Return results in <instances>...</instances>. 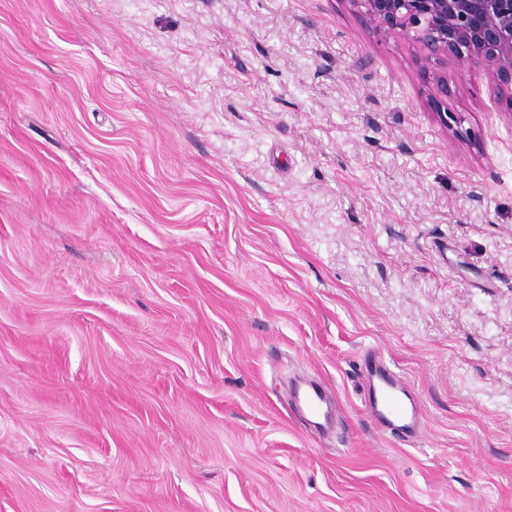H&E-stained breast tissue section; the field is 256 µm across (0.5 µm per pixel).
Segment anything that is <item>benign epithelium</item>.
<instances>
[{"mask_svg":"<svg viewBox=\"0 0 512 512\" xmlns=\"http://www.w3.org/2000/svg\"><path fill=\"white\" fill-rule=\"evenodd\" d=\"M365 7L375 29L414 42L424 61L452 56L483 68L512 88V0H351Z\"/></svg>","mask_w":512,"mask_h":512,"instance_id":"obj_1","label":"benign epithelium"}]
</instances>
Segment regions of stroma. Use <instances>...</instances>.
I'll use <instances>...</instances> for the list:
<instances>
[{"mask_svg":"<svg viewBox=\"0 0 512 512\" xmlns=\"http://www.w3.org/2000/svg\"><path fill=\"white\" fill-rule=\"evenodd\" d=\"M0 512H512V93L351 0H0ZM378 360L367 367L373 382L372 393L364 392V406L383 424L410 428L415 422L418 408L414 399L410 398L398 378L386 367L382 359L374 353ZM296 409L307 416L308 421L315 427H322L336 416L332 408L327 404L323 391L319 388L303 385L299 387L294 397Z\"/></svg>","mask_w":512,"mask_h":512,"instance_id":"1","label":"stroma"}]
</instances>
